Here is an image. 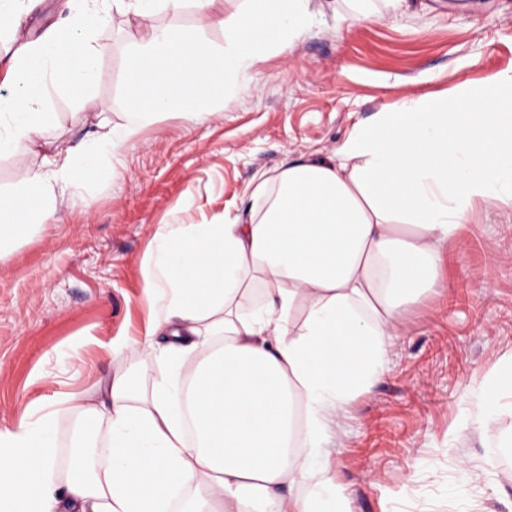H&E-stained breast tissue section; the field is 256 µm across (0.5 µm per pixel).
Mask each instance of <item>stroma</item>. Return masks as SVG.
<instances>
[{"mask_svg":"<svg viewBox=\"0 0 512 512\" xmlns=\"http://www.w3.org/2000/svg\"><path fill=\"white\" fill-rule=\"evenodd\" d=\"M78 2L19 0L17 34L0 35V94L21 44ZM481 2L468 13L422 0L402 15L345 22L347 0H311L314 23L292 52L235 77L223 110L162 114L80 188H65L59 221L0 254V430L51 407L58 445L71 448L77 416L64 398L123 369L119 349L148 318L143 271L160 225L242 212L254 174L328 153L396 99L511 71L512 0ZM241 6L214 0L204 25L190 5L156 20L195 31L220 55L224 23ZM134 22L117 14L95 33L107 51L91 92L105 113L65 94L47 101L70 139L125 122L123 33ZM56 145L49 125L33 152L0 157V192H16ZM440 278L437 294L406 307L383 375L334 429L330 458L353 512H512V456L499 446L512 399L502 398L493 430L469 425L512 354V209L491 206L463 225Z\"/></svg>","mask_w":512,"mask_h":512,"instance_id":"1","label":"stroma"}]
</instances>
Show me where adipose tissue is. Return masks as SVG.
<instances>
[{"label":"adipose tissue","mask_w":512,"mask_h":512,"mask_svg":"<svg viewBox=\"0 0 512 512\" xmlns=\"http://www.w3.org/2000/svg\"><path fill=\"white\" fill-rule=\"evenodd\" d=\"M23 44L0 94V156L32 151L42 103L88 97L105 52L93 30L133 13L127 121L58 149L0 196V249L58 219L56 186L96 170L158 114L199 116L225 80L290 52L310 0H245L222 57L154 21L213 0H84ZM242 213L160 228L147 258L152 316L128 369L66 402L106 423L107 460L70 449L56 475L52 414L0 430V512H351L327 431L383 373L404 308L440 285L442 248L479 206H512V73L445 96L403 97L354 125L331 155L259 176Z\"/></svg>","instance_id":"obj_1"}]
</instances>
